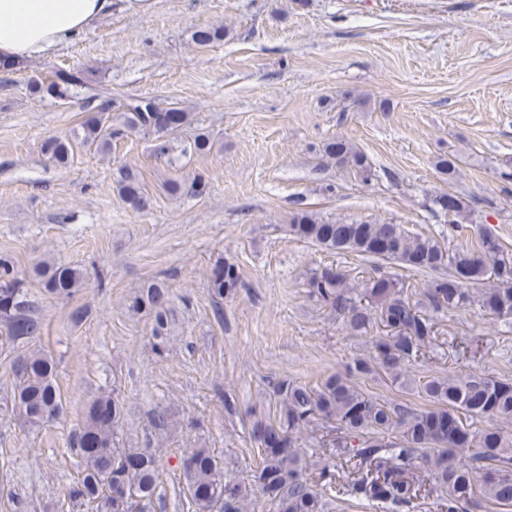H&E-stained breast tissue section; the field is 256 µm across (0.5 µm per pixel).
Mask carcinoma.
I'll use <instances>...</instances> for the list:
<instances>
[{
    "label": "carcinoma",
    "instance_id": "1",
    "mask_svg": "<svg viewBox=\"0 0 512 512\" xmlns=\"http://www.w3.org/2000/svg\"><path fill=\"white\" fill-rule=\"evenodd\" d=\"M224 38V28L203 27L193 41L207 46ZM32 93L62 101L84 92L99 98L98 88L76 69H56L33 82ZM125 111L111 117L110 110L85 122L76 141L103 151L112 141L132 135L154 136L155 158H171L173 136L190 120L181 108H163L148 98L134 97ZM50 159L63 164L73 153L68 140L45 143ZM326 157L340 167L350 166L372 175L368 158L343 137L325 145ZM120 198L135 210H144L150 198L139 178L120 167L115 179ZM206 183L201 177L173 181L170 190L199 196ZM433 203L455 216L467 212L462 197L442 193ZM288 233L329 252H350L373 260L400 263L411 272L431 276L424 285H409L381 274L365 281L362 291L351 286L345 274L331 266L311 271L306 287L329 312L340 318L352 334L368 331L372 314L388 328L372 340V354L357 358L348 374H334L317 387L284 379L274 387L279 418L256 423L254 435L261 459L251 478L240 479L226 471L207 448H194L181 458L191 512H253L256 494L277 507V512H327L323 492L312 472L329 476L336 455L358 459L359 477L346 492L365 497L386 508H419L425 493L440 494L439 512H476L483 503L512 506V434L498 425L512 422V383L486 374L460 370L433 376L419 383L407 370L435 335L436 323L413 302V290L434 311H453L477 305L512 329V251L491 229L478 231L471 247L444 249L429 236L413 234L404 225L377 220H326L316 213L297 210L289 217ZM35 275L50 294L69 297L85 284L83 271L66 263H42ZM242 286L238 265H215L208 281L212 296L228 298ZM128 311L154 316V338L163 336L172 312V299L162 280L144 283L129 297ZM0 325L11 342L42 335L43 323L22 283H0ZM17 383L12 409L32 426L60 420L63 403L54 383L55 362L44 351L31 350L13 362ZM381 375L403 389L417 388L430 406L424 410L384 401L354 384L350 375ZM124 414L117 389L95 397L86 407L81 426L72 435L82 461V479L72 494L96 503L97 512H154L160 456L147 445L119 446L118 431ZM484 420L489 427L472 430L463 419ZM323 420L326 435L341 436L322 449V457L299 450L300 435Z\"/></svg>",
    "mask_w": 512,
    "mask_h": 512
}]
</instances>
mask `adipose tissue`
Masks as SVG:
<instances>
[{"label":"adipose tissue","instance_id":"adipose-tissue-1","mask_svg":"<svg viewBox=\"0 0 512 512\" xmlns=\"http://www.w3.org/2000/svg\"><path fill=\"white\" fill-rule=\"evenodd\" d=\"M111 13L112 0H0V58L47 56Z\"/></svg>","mask_w":512,"mask_h":512}]
</instances>
